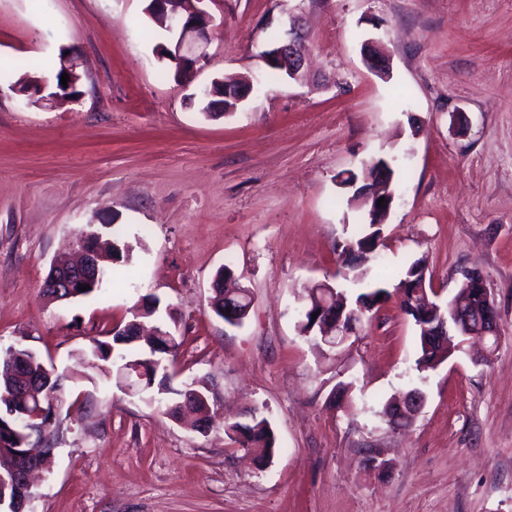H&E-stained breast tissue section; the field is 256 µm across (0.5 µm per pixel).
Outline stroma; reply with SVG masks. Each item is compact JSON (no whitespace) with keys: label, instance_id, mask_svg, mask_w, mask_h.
I'll return each instance as SVG.
<instances>
[{"label":"stroma","instance_id":"stroma-1","mask_svg":"<svg viewBox=\"0 0 512 512\" xmlns=\"http://www.w3.org/2000/svg\"><path fill=\"white\" fill-rule=\"evenodd\" d=\"M145 7L0 0V350L70 370L85 400L57 417L27 512H512V0H203L206 55L182 81ZM292 15L311 65L272 80L260 54ZM368 40L389 77L366 67ZM64 53L79 100L15 93ZM231 76L253 95L203 114L197 87ZM378 157L397 192L371 278L395 284L422 258L446 302L483 271L492 355L474 344L417 371L394 299L349 346L300 332L308 288L333 280L362 222L338 176ZM86 231L120 233L119 278L93 300L46 298ZM227 263L254 298L239 327L210 304ZM147 295L183 340L170 386L203 382L207 432L84 378L82 353ZM414 388L420 413L389 422L385 404ZM252 410L275 434L262 468L224 433ZM463 282H468L469 280L475 279L473 282L479 283L483 288L482 302L483 306L487 312L489 323L486 324L485 330L482 334L483 339L487 338H496L498 340V324H497V312L494 306V303L491 299L490 291L487 284V278L484 276L482 272L478 271H467L464 274Z\"/></svg>","mask_w":512,"mask_h":512}]
</instances>
